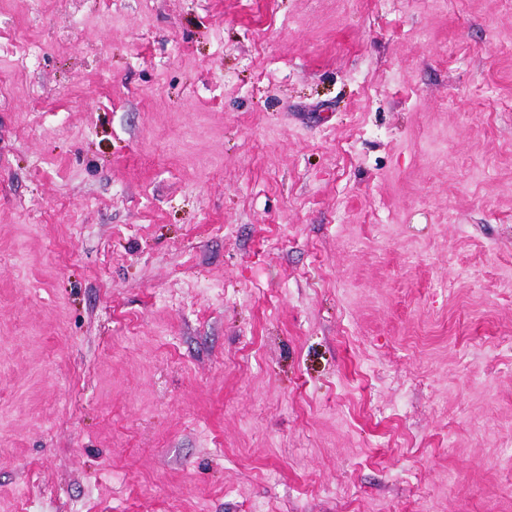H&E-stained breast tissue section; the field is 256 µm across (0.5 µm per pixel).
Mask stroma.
I'll list each match as a JSON object with an SVG mask.
<instances>
[{"instance_id": "obj_1", "label": "stroma", "mask_w": 512, "mask_h": 512, "mask_svg": "<svg viewBox=\"0 0 512 512\" xmlns=\"http://www.w3.org/2000/svg\"><path fill=\"white\" fill-rule=\"evenodd\" d=\"M512 6L0 0V512H512Z\"/></svg>"}]
</instances>
